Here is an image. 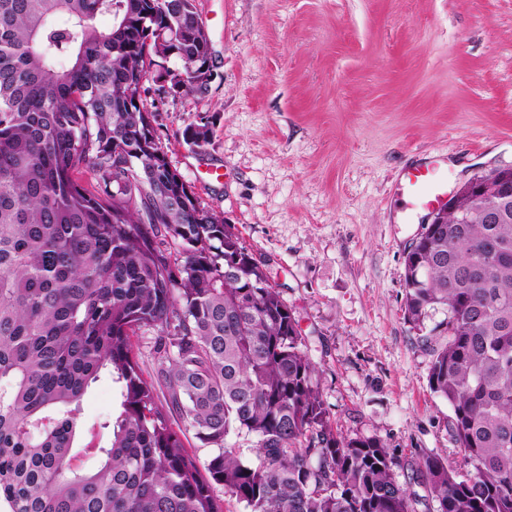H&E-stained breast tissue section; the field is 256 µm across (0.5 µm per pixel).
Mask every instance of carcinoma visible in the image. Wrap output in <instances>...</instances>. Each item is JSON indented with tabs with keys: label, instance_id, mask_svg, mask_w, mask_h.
<instances>
[{
	"label": "carcinoma",
	"instance_id": "cac0c4a2",
	"mask_svg": "<svg viewBox=\"0 0 512 512\" xmlns=\"http://www.w3.org/2000/svg\"><path fill=\"white\" fill-rule=\"evenodd\" d=\"M168 55L170 80L204 93L196 0H0V499L224 512L221 486L247 512H512V199L422 225L405 256L408 320L448 313L428 383L467 471L427 455L401 482L384 442L334 430L293 310L152 135L148 73ZM138 331L163 359L155 383ZM104 374L119 409L84 429ZM153 336L152 334H141L134 336V351L137 355L139 365L142 369L143 376L149 381L153 382L158 369L159 358L153 349Z\"/></svg>",
	"mask_w": 512,
	"mask_h": 512
}]
</instances>
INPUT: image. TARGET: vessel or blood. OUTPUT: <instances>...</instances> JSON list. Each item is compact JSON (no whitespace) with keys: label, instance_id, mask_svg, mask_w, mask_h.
<instances>
[{"label":"vessel or blood","instance_id":"1","mask_svg":"<svg viewBox=\"0 0 512 512\" xmlns=\"http://www.w3.org/2000/svg\"><path fill=\"white\" fill-rule=\"evenodd\" d=\"M394 191L406 204L409 217L428 215L448 201V179L437 161L424 162L404 169L394 184Z\"/></svg>","mask_w":512,"mask_h":512}]
</instances>
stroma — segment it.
Segmentation results:
<instances>
[{"instance_id": "stroma-1", "label": "stroma", "mask_w": 512, "mask_h": 512, "mask_svg": "<svg viewBox=\"0 0 512 512\" xmlns=\"http://www.w3.org/2000/svg\"><path fill=\"white\" fill-rule=\"evenodd\" d=\"M212 52L202 94L155 97L157 135L201 204L235 225L292 307L339 432L401 463L465 471L451 409L404 315L421 231L393 185L446 159L452 187L512 166V0H196ZM208 125L209 142L183 132Z\"/></svg>"}]
</instances>
